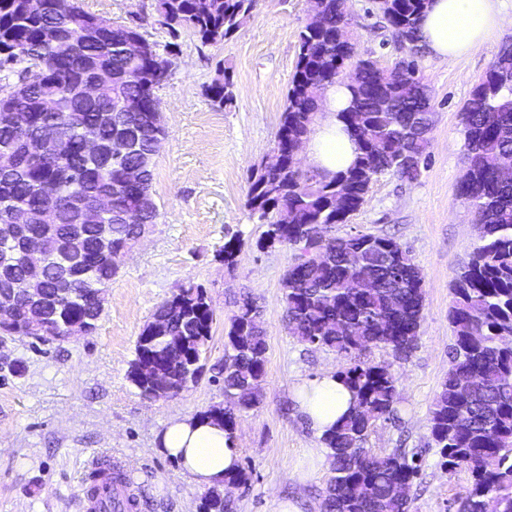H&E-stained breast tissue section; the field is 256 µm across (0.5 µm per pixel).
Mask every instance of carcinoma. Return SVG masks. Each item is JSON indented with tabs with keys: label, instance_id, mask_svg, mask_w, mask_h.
I'll return each instance as SVG.
<instances>
[{
	"label": "carcinoma",
	"instance_id": "1",
	"mask_svg": "<svg viewBox=\"0 0 512 512\" xmlns=\"http://www.w3.org/2000/svg\"><path fill=\"white\" fill-rule=\"evenodd\" d=\"M257 0H156L161 23L173 36L190 31L203 45L231 38L251 16ZM429 0H372L366 14L385 23L402 51L405 90L379 81L378 62L358 55L343 0H313L312 20L298 34L295 71L288 87L274 149L280 163L257 166L249 177L247 207L266 225L264 240L293 251L282 281L285 321L298 342L327 349L347 360L338 372L354 392L353 409L322 443L331 476L323 492V512H409L411 498L395 494L412 487L421 471L419 454L397 448L379 455L364 447L380 419L394 418L398 380L389 366L366 358L381 347L397 361L410 357L424 302L423 276L408 251L388 237L331 234L359 209L371 185L384 174L413 182L421 174L430 144L433 112L418 111L428 93L420 74L424 52L419 23ZM22 0H0V67L16 80L32 73L25 97L0 96V150L19 153L18 171L0 177V214L18 205L31 209L58 202L57 223L39 229L45 264L27 266L8 246H0V292L26 280L38 299L16 311L8 336L43 341L68 340L95 328L89 312L100 317L105 295L117 273L122 251L132 247L144 226L158 217V205L145 201L153 169L130 182L127 172L153 149L141 133L143 119L161 109L156 90L172 76L164 57L131 58L122 45L140 27L113 24L95 37L85 34L88 12L78 0L64 13L21 11ZM71 38L76 48L61 55L58 42ZM107 69L112 83L86 96L80 86ZM343 84L350 103L340 114L359 153L345 171L327 178L291 158L293 146L307 139L320 119L328 88ZM227 69L205 89L218 108L234 103ZM58 109L47 112L43 101ZM114 113L129 139L120 152L90 155L88 137L112 146L114 126L99 121ZM467 169L460 194L481 225L483 244L461 267L453 288L449 321L455 343L448 352V375L430 415V437L444 466L466 468L473 482L454 499L455 512H512V44L502 47L474 84L463 112ZM52 124L59 137L48 149L51 161L21 153L24 140ZM112 193V216L86 224L69 206L74 197ZM79 237L68 255L60 243ZM67 261L77 274L63 287L56 270ZM215 310L203 288L183 286L161 303L143 328L129 370L132 384L145 396L151 376L165 375L171 388L184 375L199 372L197 361L211 339ZM267 339L263 314L252 295L235 301L224 343V405L204 417L234 433L237 419L256 408L266 374ZM201 512H231L230 502L205 496Z\"/></svg>",
	"mask_w": 512,
	"mask_h": 512
}]
</instances>
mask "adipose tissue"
Segmentation results:
<instances>
[{"mask_svg":"<svg viewBox=\"0 0 512 512\" xmlns=\"http://www.w3.org/2000/svg\"><path fill=\"white\" fill-rule=\"evenodd\" d=\"M505 0H430L420 23L426 51L451 62L498 40L508 22ZM345 86L329 88L321 118L306 147L308 166L331 177L346 170L358 154V145L337 115L349 105ZM296 408L316 435L330 432L354 403L352 391L334 371L306 380L294 389ZM160 450L174 459L182 474L199 488L220 487L225 474L240 464L234 438L219 423L193 416L169 420L159 439Z\"/></svg>","mask_w":512,"mask_h":512,"instance_id":"obj_1","label":"adipose tissue"}]
</instances>
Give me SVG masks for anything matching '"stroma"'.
<instances>
[{
	"mask_svg": "<svg viewBox=\"0 0 512 512\" xmlns=\"http://www.w3.org/2000/svg\"><path fill=\"white\" fill-rule=\"evenodd\" d=\"M83 8L141 26L159 51L174 47V70L157 95L167 137L154 159L155 224L124 257L105 293L91 333L68 341L0 335V512H78L76 493L96 459L118 460L138 492V512H200L204 495L159 450L158 437L175 416H198L223 405L224 342L233 303L251 293L263 306L266 376L260 405L235 430L246 485L232 490L233 512H275L288 500L300 512H321L329 477L317 462L318 437L304 425L291 398L294 384L341 370L335 352L302 344L284 321L282 278L291 254L263 242L264 225L246 206L248 176L270 155L297 59V35L308 0H258L231 39L201 44L191 33L169 34L156 0H81ZM359 23L357 51L390 67L398 53L382 20L367 15L369 0H347ZM498 42L449 63L422 57L434 126L429 156L415 182L385 175L334 235L393 237L423 276L424 308L417 346L405 361L375 348L370 360L388 364L398 380L396 417L378 420L366 445L374 453L403 448L419 453L421 475L411 489V512H454L456 494L471 474L447 471L431 443L429 415L448 373L454 342L448 312L463 263L480 231L459 185L466 170L463 106ZM227 67L235 102L218 108L205 88ZM243 242L234 267L222 260L232 236ZM203 288L215 310L204 369L179 396L144 398L128 377L136 339L177 288Z\"/></svg>",
	"mask_w": 512,
	"mask_h": 512,
	"instance_id": "stroma-1",
	"label": "stroma"
}]
</instances>
